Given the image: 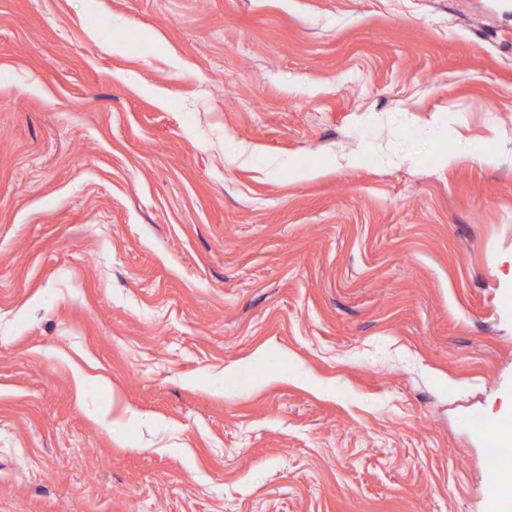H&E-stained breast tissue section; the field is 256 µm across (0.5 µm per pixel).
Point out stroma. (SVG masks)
I'll list each match as a JSON object with an SVG mask.
<instances>
[{
	"label": "stroma",
	"instance_id": "stroma-1",
	"mask_svg": "<svg viewBox=\"0 0 512 512\" xmlns=\"http://www.w3.org/2000/svg\"><path fill=\"white\" fill-rule=\"evenodd\" d=\"M512 0H0V512H512Z\"/></svg>",
	"mask_w": 512,
	"mask_h": 512
}]
</instances>
